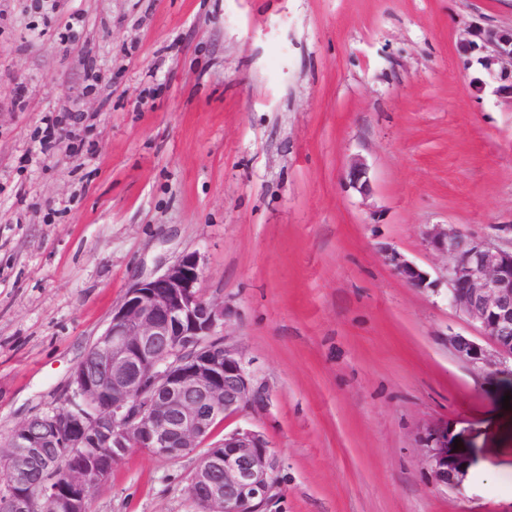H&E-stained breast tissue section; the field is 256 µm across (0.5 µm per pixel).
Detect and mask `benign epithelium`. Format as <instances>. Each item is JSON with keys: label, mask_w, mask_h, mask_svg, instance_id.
<instances>
[{"label": "benign epithelium", "mask_w": 512, "mask_h": 512, "mask_svg": "<svg viewBox=\"0 0 512 512\" xmlns=\"http://www.w3.org/2000/svg\"><path fill=\"white\" fill-rule=\"evenodd\" d=\"M464 66L478 63L497 82L493 93L512 98V28L472 25L459 42ZM352 187L369 190L362 161L347 171ZM426 248L446 260L433 276L394 249L387 261L409 287L437 293L480 324L482 345L460 333L448 335L457 359L481 372H505L512 362V245L451 224L424 232ZM199 258L191 253L161 274L136 282L112 310L105 331L72 373L73 395L55 412L37 416L10 434L0 470L9 512H32L38 501L54 512H89L87 483L109 474L107 463L131 445L155 456L175 457L207 442L224 417L266 405L239 353L217 341L224 304L199 291ZM80 457L64 480L32 483L35 468L54 473L66 454ZM432 479L456 487L466 469L448 458L447 440L436 435L424 450ZM280 461L265 434L237 428L212 444L190 478L198 512H268L278 495Z\"/></svg>", "instance_id": "benign-epithelium-1"}]
</instances>
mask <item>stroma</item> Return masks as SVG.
I'll list each match as a JSON object with an SVG mask.
<instances>
[{
  "label": "stroma",
  "mask_w": 512,
  "mask_h": 512,
  "mask_svg": "<svg viewBox=\"0 0 512 512\" xmlns=\"http://www.w3.org/2000/svg\"><path fill=\"white\" fill-rule=\"evenodd\" d=\"M475 23L512 28V0H0V438L72 395L135 280L194 253L269 394L211 440L267 436L272 512H512V374L458 361L449 333L479 325L386 261L435 274L429 225H512V100L471 84ZM430 431L462 485L426 470ZM203 453L131 450L90 512H195Z\"/></svg>",
  "instance_id": "obj_1"
}]
</instances>
